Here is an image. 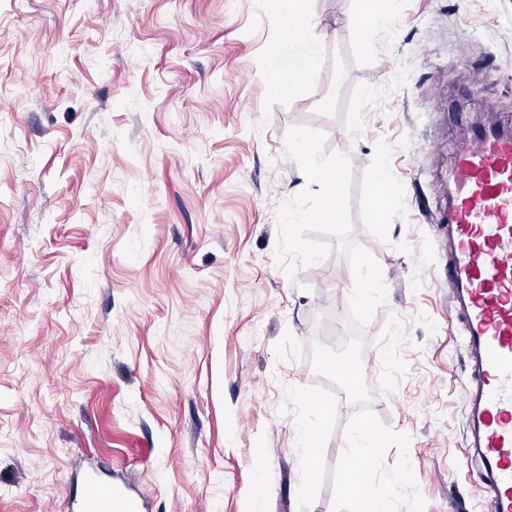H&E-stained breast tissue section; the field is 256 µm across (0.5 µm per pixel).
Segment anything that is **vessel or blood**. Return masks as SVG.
Returning <instances> with one entry per match:
<instances>
[{
    "mask_svg": "<svg viewBox=\"0 0 512 512\" xmlns=\"http://www.w3.org/2000/svg\"><path fill=\"white\" fill-rule=\"evenodd\" d=\"M448 286L471 363L465 403L475 488L512 512V132L480 126L448 172ZM75 512H143L139 496L86 475Z\"/></svg>",
    "mask_w": 512,
    "mask_h": 512,
    "instance_id": "obj_1",
    "label": "vessel or blood"
}]
</instances>
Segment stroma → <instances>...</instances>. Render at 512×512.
Masks as SVG:
<instances>
[{
    "label": "stroma",
    "mask_w": 512,
    "mask_h": 512,
    "mask_svg": "<svg viewBox=\"0 0 512 512\" xmlns=\"http://www.w3.org/2000/svg\"><path fill=\"white\" fill-rule=\"evenodd\" d=\"M296 8L314 60L283 97L267 54ZM362 9L0 0V512H71L87 469L144 512H332L353 408L311 347L345 339L354 278L336 249L276 261L295 125L348 155L351 239L382 269L371 408L409 436L424 512H488L435 218L470 125L512 128V0H374L391 23L365 36Z\"/></svg>",
    "instance_id": "35a3bbf8"
}]
</instances>
